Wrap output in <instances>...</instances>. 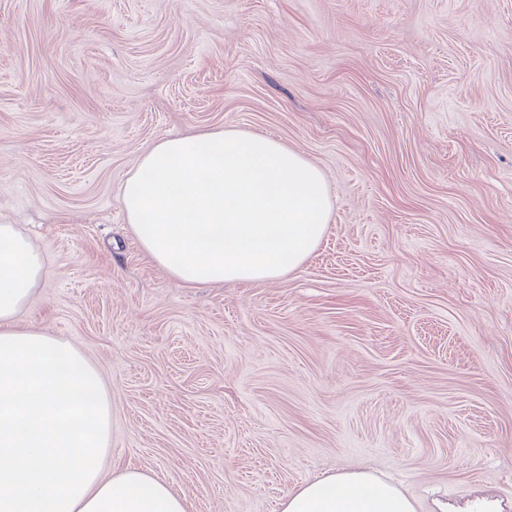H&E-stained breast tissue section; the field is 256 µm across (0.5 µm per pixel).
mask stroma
Listing matches in <instances>:
<instances>
[{
  "mask_svg": "<svg viewBox=\"0 0 512 512\" xmlns=\"http://www.w3.org/2000/svg\"><path fill=\"white\" fill-rule=\"evenodd\" d=\"M217 127L325 176L283 278L184 286L126 222L140 155ZM0 224L47 265L22 322L110 391L112 467L189 512L349 470L512 508V0H0Z\"/></svg>",
  "mask_w": 512,
  "mask_h": 512,
  "instance_id": "35a3bbf8",
  "label": "stroma"
}]
</instances>
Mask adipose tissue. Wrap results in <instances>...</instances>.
Returning <instances> with one entry per match:
<instances>
[{
	"label": "adipose tissue",
	"instance_id": "obj_1",
	"mask_svg": "<svg viewBox=\"0 0 512 512\" xmlns=\"http://www.w3.org/2000/svg\"><path fill=\"white\" fill-rule=\"evenodd\" d=\"M126 220L155 264L187 285L257 283L297 270L333 204L324 175L278 140L217 129L157 140L125 179ZM45 262L0 224V512H188L174 487L137 469L105 475L112 400L85 353L20 313ZM282 512H415L368 471L288 491Z\"/></svg>",
	"mask_w": 512,
	"mask_h": 512
}]
</instances>
